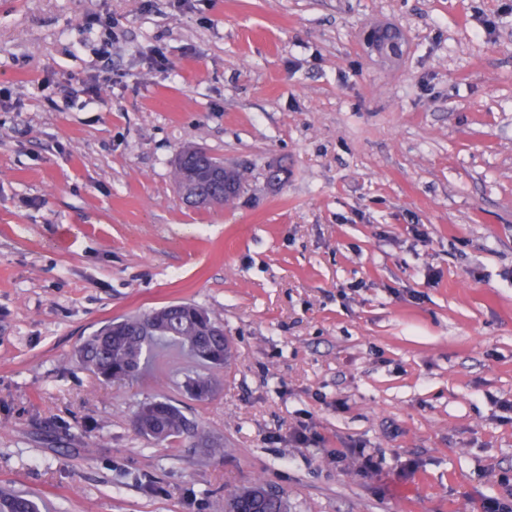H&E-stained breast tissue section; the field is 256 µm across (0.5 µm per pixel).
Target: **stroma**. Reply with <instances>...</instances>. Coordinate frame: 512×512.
Returning <instances> with one entry per match:
<instances>
[{
	"mask_svg": "<svg viewBox=\"0 0 512 512\" xmlns=\"http://www.w3.org/2000/svg\"><path fill=\"white\" fill-rule=\"evenodd\" d=\"M382 27L399 58L367 45ZM0 86V490L49 512L512 494V0H0ZM187 145L243 174L236 200L183 201ZM180 301L231 342L209 400L176 349L132 382L76 360ZM156 394L223 455L138 435ZM263 491L264 485L256 483L229 494L224 501V511L234 507L237 512H256L253 509L259 507V512H288V500L283 494L267 496ZM258 494H263L261 500H258Z\"/></svg>",
	"mask_w": 512,
	"mask_h": 512,
	"instance_id": "stroma-1",
	"label": "stroma"
}]
</instances>
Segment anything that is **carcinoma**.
<instances>
[{
    "label": "carcinoma",
    "instance_id": "cac0c4a2",
    "mask_svg": "<svg viewBox=\"0 0 512 512\" xmlns=\"http://www.w3.org/2000/svg\"><path fill=\"white\" fill-rule=\"evenodd\" d=\"M203 159L198 148L185 147L176 156L174 180L179 188L193 178L201 168ZM201 188L227 204L240 190L224 193V183L206 182ZM175 344L190 352L200 363L213 369L224 367L230 356L229 339L224 336V325L212 318L203 308L191 303H174L146 314L130 315L112 321L89 336L78 348V361L105 380H135L147 367L157 348ZM194 385L199 393L190 397L205 401L214 392L209 375L186 376L184 388ZM150 421L161 426V433L140 434L157 443H173L199 434L197 424L181 407L164 396L145 398L136 404ZM264 485L256 483L235 491L224 501V508L236 512H288V500L282 496L263 494ZM0 512H39V506L30 496L22 493H1Z\"/></svg>",
    "mask_w": 512,
    "mask_h": 512
}]
</instances>
